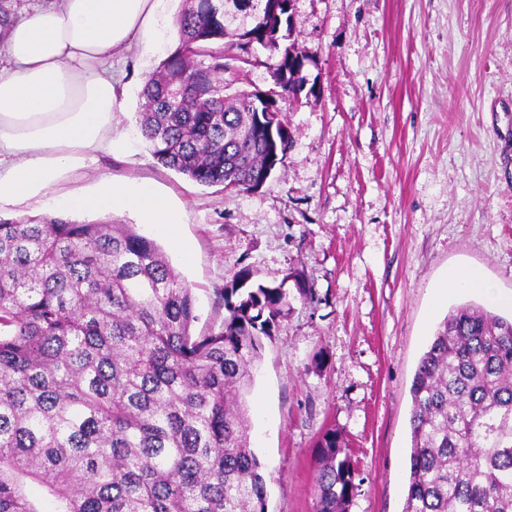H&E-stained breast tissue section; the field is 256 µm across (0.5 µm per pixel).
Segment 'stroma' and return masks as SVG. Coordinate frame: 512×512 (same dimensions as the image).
Instances as JSON below:
<instances>
[{
  "instance_id": "35a3bbf8",
  "label": "stroma",
  "mask_w": 512,
  "mask_h": 512,
  "mask_svg": "<svg viewBox=\"0 0 512 512\" xmlns=\"http://www.w3.org/2000/svg\"><path fill=\"white\" fill-rule=\"evenodd\" d=\"M292 27L316 94L284 106L293 146L261 188L202 186L153 158L140 93L172 38L127 59L131 153L75 185L149 179L183 204L194 334L220 331L241 272L284 284L291 308L247 403L267 512H313L330 428L355 470L349 512H402L417 364L451 310L488 304L446 291L449 271L480 267L512 294V0H294Z\"/></svg>"
}]
</instances>
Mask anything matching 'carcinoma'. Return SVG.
I'll list each match as a JSON object with an SVG mask.
<instances>
[{"instance_id":"cac0c4a2","label":"carcinoma","mask_w":512,"mask_h":512,"mask_svg":"<svg viewBox=\"0 0 512 512\" xmlns=\"http://www.w3.org/2000/svg\"><path fill=\"white\" fill-rule=\"evenodd\" d=\"M178 42L139 121L163 166L255 191L284 166L307 58L288 0H185ZM280 54L262 108L237 87L256 47ZM224 289L219 332L195 336L192 290L133 224L0 222V512H266L246 395L290 309L284 284ZM403 512H512V320L446 316L412 384ZM314 512H348L339 432L316 443Z\"/></svg>"}]
</instances>
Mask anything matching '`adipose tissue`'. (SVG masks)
<instances>
[{"label": "adipose tissue", "mask_w": 512, "mask_h": 512, "mask_svg": "<svg viewBox=\"0 0 512 512\" xmlns=\"http://www.w3.org/2000/svg\"><path fill=\"white\" fill-rule=\"evenodd\" d=\"M164 0H60L14 21L0 47V212L52 208L130 211L178 240L185 211L149 180L103 177L91 190L69 183L101 157L125 156L131 142L113 118L127 82L113 59L138 54L160 33Z\"/></svg>", "instance_id": "adipose-tissue-1"}]
</instances>
